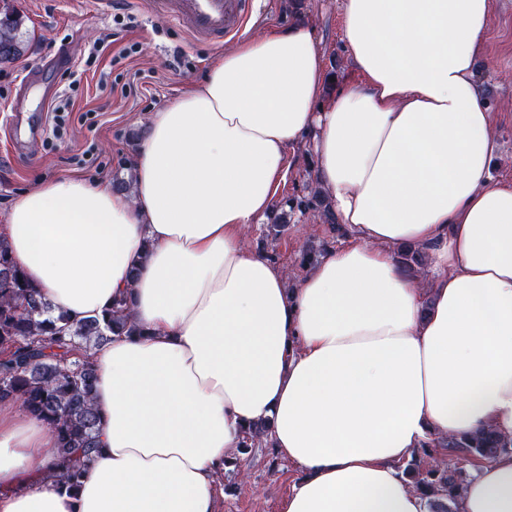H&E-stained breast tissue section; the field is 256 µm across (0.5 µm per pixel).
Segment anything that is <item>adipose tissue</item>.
Returning a JSON list of instances; mask_svg holds the SVG:
<instances>
[{"instance_id":"1","label":"adipose tissue","mask_w":512,"mask_h":512,"mask_svg":"<svg viewBox=\"0 0 512 512\" xmlns=\"http://www.w3.org/2000/svg\"><path fill=\"white\" fill-rule=\"evenodd\" d=\"M493 2L342 0L360 78L327 100L307 22L243 40L149 114L131 193L65 177L12 204L0 240L55 313L127 296L144 333L92 351L98 450L74 492L46 424L0 401V512H217L261 421L299 472L279 512H427L401 463L480 429L511 446L458 512H512V180L489 176L477 73ZM304 144L345 239L292 284L241 230Z\"/></svg>"}]
</instances>
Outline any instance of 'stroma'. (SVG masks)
Instances as JSON below:
<instances>
[{
  "label": "stroma",
  "instance_id": "stroma-1",
  "mask_svg": "<svg viewBox=\"0 0 512 512\" xmlns=\"http://www.w3.org/2000/svg\"><path fill=\"white\" fill-rule=\"evenodd\" d=\"M150 0H11L21 20L24 54L0 65V217L24 191L38 182L82 176L112 182L129 179L149 113L171 103L190 83L203 78L215 55L239 38L283 28L305 19L323 51L328 85L353 77L345 50L340 0H254V12L240 36L211 44L193 40L170 19L151 11ZM132 18L131 28L86 67L91 46L116 29V16ZM117 30V29H116ZM130 57H123L126 47ZM482 91L493 116L499 154L490 169L494 180L512 179V0H496L483 36ZM185 65H177L175 51ZM67 52L68 64L51 60ZM43 78L29 81L34 70ZM69 104L65 124L52 134L49 108ZM38 123L31 145L14 151L10 117L14 105ZM328 225L302 217L276 243L280 265L292 266L301 247L331 239ZM298 477L276 448L256 449L238 473L224 479L219 512H278L281 499Z\"/></svg>",
  "mask_w": 512,
  "mask_h": 512
}]
</instances>
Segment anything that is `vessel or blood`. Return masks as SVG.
I'll use <instances>...</instances> for the list:
<instances>
[{"mask_svg": "<svg viewBox=\"0 0 512 512\" xmlns=\"http://www.w3.org/2000/svg\"><path fill=\"white\" fill-rule=\"evenodd\" d=\"M251 0H155L157 13L184 27L195 39L220 41L244 26Z\"/></svg>", "mask_w": 512, "mask_h": 512, "instance_id": "1", "label": "vessel or blood"}]
</instances>
